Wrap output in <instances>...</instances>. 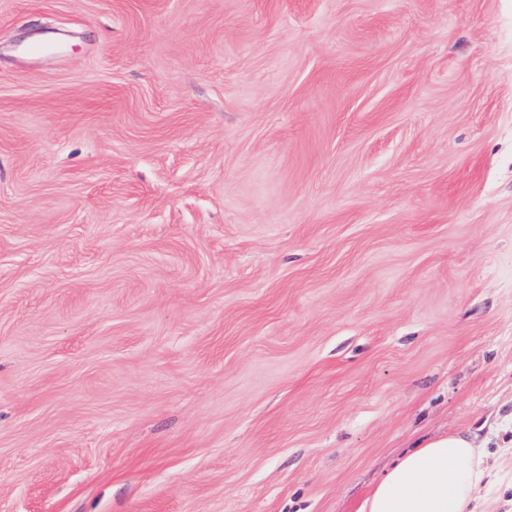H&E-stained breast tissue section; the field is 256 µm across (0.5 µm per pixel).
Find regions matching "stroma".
Returning <instances> with one entry per match:
<instances>
[{
    "label": "stroma",
    "instance_id": "35a3bbf8",
    "mask_svg": "<svg viewBox=\"0 0 512 512\" xmlns=\"http://www.w3.org/2000/svg\"><path fill=\"white\" fill-rule=\"evenodd\" d=\"M456 431L512 512V0H0V512H357Z\"/></svg>",
    "mask_w": 512,
    "mask_h": 512
}]
</instances>
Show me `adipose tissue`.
I'll use <instances>...</instances> for the list:
<instances>
[{"mask_svg": "<svg viewBox=\"0 0 512 512\" xmlns=\"http://www.w3.org/2000/svg\"><path fill=\"white\" fill-rule=\"evenodd\" d=\"M474 437L447 433L399 457L362 500L358 512H473L486 478Z\"/></svg>", "mask_w": 512, "mask_h": 512, "instance_id": "obj_1", "label": "adipose tissue"}]
</instances>
